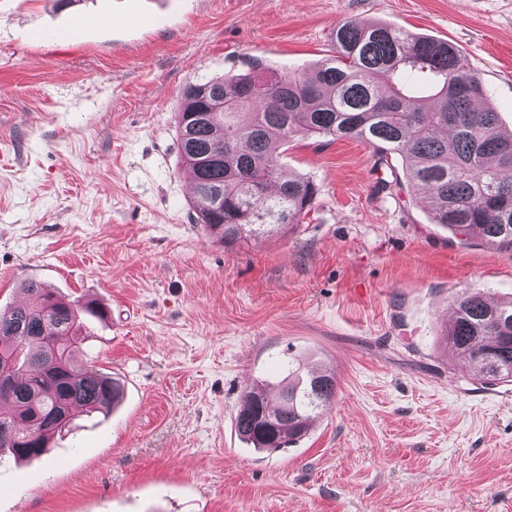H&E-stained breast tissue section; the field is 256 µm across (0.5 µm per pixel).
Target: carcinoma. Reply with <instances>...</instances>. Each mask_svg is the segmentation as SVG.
<instances>
[{"instance_id": "obj_1", "label": "carcinoma", "mask_w": 512, "mask_h": 512, "mask_svg": "<svg viewBox=\"0 0 512 512\" xmlns=\"http://www.w3.org/2000/svg\"><path fill=\"white\" fill-rule=\"evenodd\" d=\"M333 55L300 75L244 73L187 85L178 112L183 163L194 176L192 223L231 245L285 228L307 214L312 181L285 176L276 149L296 135L352 139L373 149L384 177L378 190L408 189L429 203L431 222L512 250V130L484 105L485 87L457 47L391 24L343 20L332 29ZM224 96V107L216 97ZM31 305L0 308V360L14 382L0 390V457L36 459L72 430L73 409L106 413L123 397L121 381L94 366L73 370L87 339L82 316L103 319L90 301H70L39 281ZM448 348L475 378L512 381V300L481 291L453 301ZM59 358L46 360V337ZM336 394L329 370L288 367L276 400L256 382L235 415L246 443L273 452L296 443Z\"/></svg>"}]
</instances>
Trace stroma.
<instances>
[{"label": "stroma", "instance_id": "1", "mask_svg": "<svg viewBox=\"0 0 512 512\" xmlns=\"http://www.w3.org/2000/svg\"><path fill=\"white\" fill-rule=\"evenodd\" d=\"M342 20L443 38L512 129V0H0V308L37 279L89 319L124 385L46 456L0 459V512H512V382L444 343L452 302L512 299V251L378 192L364 143L298 137L318 193L287 233L221 242L192 223L176 115L185 86L310 71ZM336 397L280 452L246 444L247 387L287 362Z\"/></svg>", "mask_w": 512, "mask_h": 512}]
</instances>
